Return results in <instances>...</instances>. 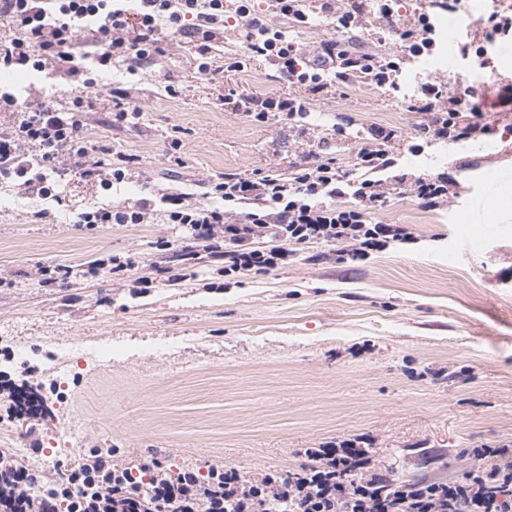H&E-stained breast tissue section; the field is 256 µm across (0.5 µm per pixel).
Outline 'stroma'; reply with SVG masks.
<instances>
[{
  "label": "stroma",
  "mask_w": 512,
  "mask_h": 512,
  "mask_svg": "<svg viewBox=\"0 0 512 512\" xmlns=\"http://www.w3.org/2000/svg\"><path fill=\"white\" fill-rule=\"evenodd\" d=\"M459 43L449 36L447 69L432 61L404 66L397 88L306 95L301 125H257L237 110V95L290 90L262 59L206 83L192 44L173 40L135 74L120 64L100 70L88 96V133L137 156L132 177L105 191L68 172L58 176L54 199L0 183V347L26 348L40 364L62 351L72 360L51 414L0 421V448L27 458L40 440L49 479L93 446L114 449L116 464L155 457L167 466L234 467L257 477L297 470L307 465V450L361 436L374 471L445 481L468 467L464 450L512 442V110L499 104L512 85V39L499 40L467 82ZM437 72L456 93L479 98L495 137L463 145L431 139L409 152L418 121L409 106ZM170 81L177 96L166 91ZM0 83L33 101L47 90L62 106L75 94L74 83L54 73L19 72ZM116 89L139 109L136 125L108 124ZM346 116L354 126L337 132ZM373 124L395 130L389 148L400 172L448 173L438 209L396 191L376 215L408 228L418 243L362 261L339 260L336 246L312 243L237 282L218 275L205 255L195 276L174 283L164 275L182 266L156 243L185 232L167 223L163 193L206 202L211 176L287 171L305 143L324 144L348 170ZM177 127L181 167L167 154ZM475 168L506 176L490 190L473 183ZM491 191L511 205L481 225L473 255L461 254L458 231ZM143 198L155 202L150 223L73 224L83 210ZM42 209L50 219H35ZM112 254L132 260L124 276L90 274L95 260ZM43 264L70 267V279L40 285ZM142 276L153 284L134 293Z\"/></svg>",
  "instance_id": "1"
}]
</instances>
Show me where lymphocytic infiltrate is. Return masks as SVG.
Instances as JSON below:
<instances>
[{
    "instance_id": "f902f5d3",
    "label": "lymphocytic infiltrate",
    "mask_w": 512,
    "mask_h": 512,
    "mask_svg": "<svg viewBox=\"0 0 512 512\" xmlns=\"http://www.w3.org/2000/svg\"><path fill=\"white\" fill-rule=\"evenodd\" d=\"M322 8L334 35L307 48L290 42L284 30L268 27L255 11L254 0H0V18L18 32L17 37L0 42V69L53 68L77 83L69 107L63 109L50 98L33 103L0 92V111L18 116L14 132L0 137V179L48 197L54 190L50 174L64 158L72 161L81 178L99 181L104 188L129 179L133 156L112 152L107 144L87 136L85 101L97 84L96 71L114 63L135 71L137 65L162 55L165 37L195 38L197 72L208 82L217 73L211 42L217 31L234 21L246 32L248 57L271 61L281 78L306 92L319 94L353 85L392 87L409 59L436 48V12L458 14L462 0H430L427 12L411 25L402 23L397 0H383L379 10L393 47L382 53L347 49L338 40L339 35L369 28L368 0H324ZM85 32L94 36L89 50L79 45ZM236 105L252 123L307 116L306 101L298 96L247 95L239 97ZM413 110L423 116L416 125L419 140L410 146L414 153L420 151L421 140L430 137L459 144L496 133L473 97L449 93L447 82L437 76L422 83ZM394 136L383 126L366 129L353 179L342 173L335 157L311 150L286 174L258 170L244 178L230 173L211 177L207 185L211 195L221 199L218 207L194 202L183 192L163 194L160 201L166 206L168 223L187 230L179 258L189 261L198 252H207L222 263L225 276L234 278L273 270L279 260L308 243L349 244L346 256L355 261L392 241L414 242L407 229L376 222V211L394 182L421 206L439 208L448 194V176L410 178L398 173V160L388 149ZM30 146L38 150L37 160H29ZM349 194L355 204L338 205V198ZM150 207L145 198L122 210L102 207L79 213L77 221L89 228L144 224ZM467 454L473 465L462 478L432 490L415 485L406 491L412 512H512V447L471 448ZM321 455L336 466V512H397V502L378 493L388 477L373 472L367 449L348 440L327 446ZM0 466L8 472L0 498L10 502L13 512H53L52 500L28 494L24 464L4 455ZM60 482L73 493L69 512H84L86 489L92 490L101 512H112L114 505L132 497L122 487H92L80 470L63 474Z\"/></svg>"
}]
</instances>
